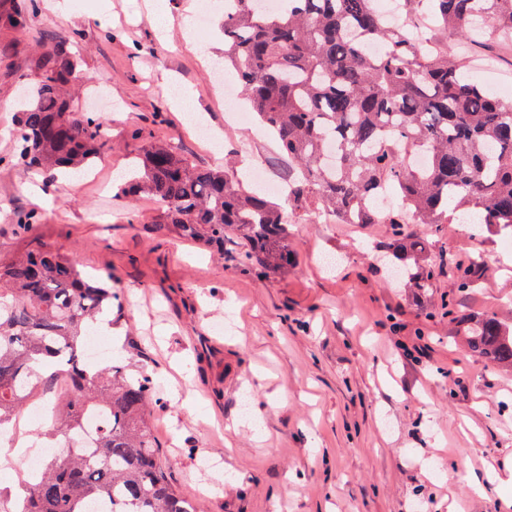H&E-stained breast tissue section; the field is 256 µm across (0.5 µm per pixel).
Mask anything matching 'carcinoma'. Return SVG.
Here are the masks:
<instances>
[{
    "label": "carcinoma",
    "instance_id": "cac0c4a2",
    "mask_svg": "<svg viewBox=\"0 0 512 512\" xmlns=\"http://www.w3.org/2000/svg\"><path fill=\"white\" fill-rule=\"evenodd\" d=\"M419 2L440 26L472 42L474 19L495 24L509 44L512 0ZM224 14V68H232L253 112L288 157V204L326 211L348 223L379 224L369 207L379 189L399 195L387 224L386 253L414 293L429 297L438 275L424 239L408 224H451L457 212L491 233L512 235V103L466 81L467 58L438 45L420 53L387 24L373 0H286L265 10L237 0ZM381 50L372 54L369 46ZM72 42L59 40L37 60V81L21 95L18 138L28 166L78 172L107 142L106 119L71 109L77 66ZM122 191L156 204L153 229L224 254L240 240L239 265L264 276L288 274L284 210L266 193L243 188L227 169L198 166L162 143L133 156ZM478 258L454 277L474 286ZM110 288L86 281L74 257L42 246L0 263V427L39 390L56 398L53 436H78L91 414L105 425L91 446L72 444L23 480L21 512H201L180 494L160 462L150 426L153 381L123 366L96 370L85 359L90 325ZM464 349L512 369V329L496 316H464L445 302ZM69 383L56 390L57 378Z\"/></svg>",
    "mask_w": 512,
    "mask_h": 512
}]
</instances>
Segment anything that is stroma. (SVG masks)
Returning <instances> with one entry per match:
<instances>
[{
    "instance_id": "obj_1",
    "label": "stroma",
    "mask_w": 512,
    "mask_h": 512,
    "mask_svg": "<svg viewBox=\"0 0 512 512\" xmlns=\"http://www.w3.org/2000/svg\"><path fill=\"white\" fill-rule=\"evenodd\" d=\"M200 0H0L33 10L29 25L0 19V262L39 246L76 255L82 275L112 284L111 355L129 374L151 372L160 393L151 424L167 475L204 512H512V371L465 352L453 326L419 305L375 261L380 224H320L295 215L287 276L257 278L177 235L154 232L155 205L124 196L143 140L180 146L198 164L228 166L251 186L288 159L256 122L242 123L215 80L224 57L223 4L196 28ZM172 22L168 39L154 11ZM77 56V112L108 120L110 143L70 179L18 162L20 94L45 39ZM190 91L194 109L168 97ZM221 133L232 145L221 152ZM252 142L251 156L237 149ZM35 213L34 224L19 227ZM443 268L436 295L463 313L512 321V249L467 225L415 224ZM484 260L475 287L447 269Z\"/></svg>"
}]
</instances>
